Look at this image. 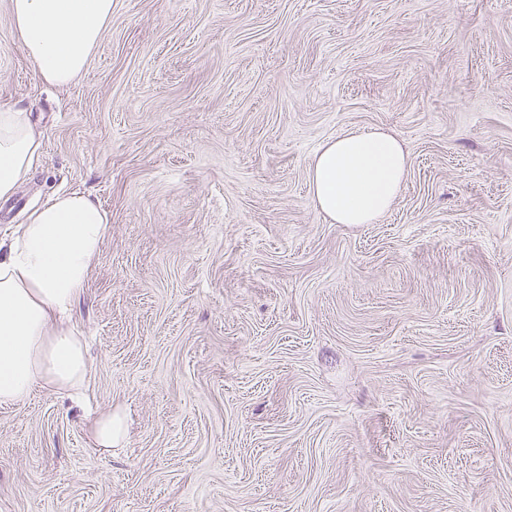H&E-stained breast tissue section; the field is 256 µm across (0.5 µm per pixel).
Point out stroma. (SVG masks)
Instances as JSON below:
<instances>
[{
	"mask_svg": "<svg viewBox=\"0 0 512 512\" xmlns=\"http://www.w3.org/2000/svg\"><path fill=\"white\" fill-rule=\"evenodd\" d=\"M9 2L43 147L0 238L60 191L110 231L88 400L0 405V512H512V0H112L65 87ZM373 128L406 182L332 223L312 155ZM123 419L119 413L112 410L99 417L95 423L94 438L98 448L112 451L123 437Z\"/></svg>",
	"mask_w": 512,
	"mask_h": 512,
	"instance_id": "1",
	"label": "stroma"
}]
</instances>
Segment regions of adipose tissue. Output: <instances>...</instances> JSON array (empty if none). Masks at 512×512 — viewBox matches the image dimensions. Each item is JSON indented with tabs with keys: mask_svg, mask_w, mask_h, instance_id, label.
Masks as SVG:
<instances>
[{
	"mask_svg": "<svg viewBox=\"0 0 512 512\" xmlns=\"http://www.w3.org/2000/svg\"><path fill=\"white\" fill-rule=\"evenodd\" d=\"M10 15L39 79L66 86L85 71L112 18V0H10ZM42 146L26 109L0 107V199L30 176ZM408 172L399 139L374 129L325 141L308 179L315 207L333 223L373 224ZM108 230L109 217L91 196L62 194L0 241L1 405L38 386L82 398L91 364L72 313Z\"/></svg>",
	"mask_w": 512,
	"mask_h": 512,
	"instance_id": "ef3b65f1",
	"label": "adipose tissue"
}]
</instances>
